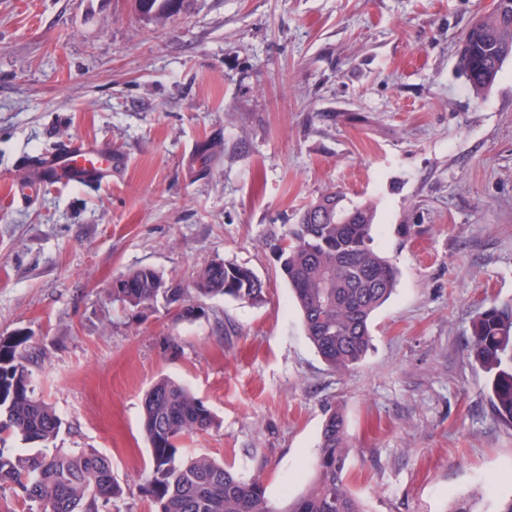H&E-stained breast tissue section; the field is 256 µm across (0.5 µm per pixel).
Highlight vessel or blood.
Segmentation results:
<instances>
[{
	"instance_id": "1",
	"label": "vessel or blood",
	"mask_w": 512,
	"mask_h": 512,
	"mask_svg": "<svg viewBox=\"0 0 512 512\" xmlns=\"http://www.w3.org/2000/svg\"><path fill=\"white\" fill-rule=\"evenodd\" d=\"M124 165V155L108 141L64 140L49 151L26 157L18 184L33 198L49 186L109 183Z\"/></svg>"
}]
</instances>
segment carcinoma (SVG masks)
Instances as JSON below:
<instances>
[{
	"label": "carcinoma",
	"instance_id": "cac0c4a2",
	"mask_svg": "<svg viewBox=\"0 0 512 512\" xmlns=\"http://www.w3.org/2000/svg\"><path fill=\"white\" fill-rule=\"evenodd\" d=\"M490 14L467 30L458 65L470 90L482 94L503 63L512 57V0H497ZM150 19L171 17L186 0H137ZM338 193L309 203L298 222L268 244L277 253L283 277L292 288L306 335L325 364L344 373L360 364L371 345L374 313L394 292L397 270L375 246L377 225L370 205L351 209ZM135 287L112 290V300L139 307L163 297L171 304L194 306L196 297L224 296L259 304L264 285L248 267L214 260L195 272L194 291L163 288L151 267L124 275ZM30 336H0V441L17 434L25 441L51 443L61 420L34 394L28 364ZM473 359L489 375L492 401L500 420L512 426V302L494 303L472 324ZM211 411L183 384L158 379L142 404L143 432L151 467L145 490L155 512H368L347 485L350 446L343 415L330 411L322 425L313 474L302 494L283 507L273 504L259 475L242 476L207 456L181 458L180 438L208 430ZM0 478L12 480L24 499L43 512H104L122 488L111 461L92 448H54L16 454L0 448Z\"/></svg>",
	"mask_w": 512,
	"mask_h": 512
}]
</instances>
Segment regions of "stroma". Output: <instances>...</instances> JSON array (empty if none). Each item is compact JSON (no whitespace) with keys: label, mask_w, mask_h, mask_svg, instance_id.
<instances>
[{"label":"stroma","mask_w":512,"mask_h":512,"mask_svg":"<svg viewBox=\"0 0 512 512\" xmlns=\"http://www.w3.org/2000/svg\"><path fill=\"white\" fill-rule=\"evenodd\" d=\"M493 2L188 0L152 22L134 0H0V336L29 335L56 446L111 459L109 512H155L141 413L162 376L215 418L180 454L261 475L277 505L305 488L335 407L370 512L512 497V427L470 354L476 315L512 301V58L477 97L457 56ZM64 139L111 142L123 173L12 197L21 162ZM207 143L220 158L202 171ZM332 192L375 207L399 270L345 374L266 244ZM216 259L252 269L264 302L207 297L180 321L110 296L142 266L191 287Z\"/></svg>","instance_id":"35a3bbf8"}]
</instances>
